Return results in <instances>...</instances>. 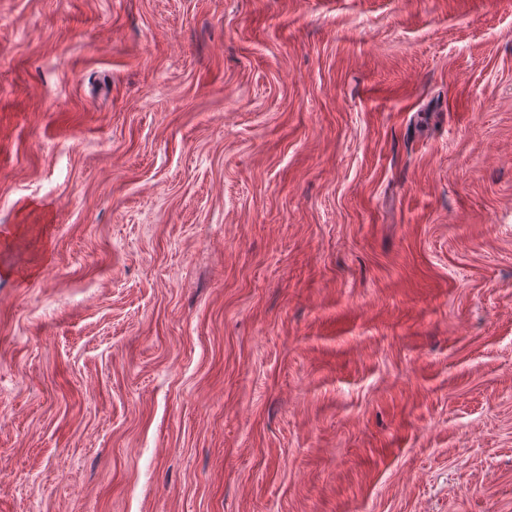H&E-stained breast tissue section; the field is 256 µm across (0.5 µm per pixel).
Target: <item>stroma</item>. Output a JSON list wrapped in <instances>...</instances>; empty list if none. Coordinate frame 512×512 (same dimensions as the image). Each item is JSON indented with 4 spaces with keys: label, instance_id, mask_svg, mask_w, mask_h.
I'll return each mask as SVG.
<instances>
[{
    "label": "stroma",
    "instance_id": "stroma-1",
    "mask_svg": "<svg viewBox=\"0 0 512 512\" xmlns=\"http://www.w3.org/2000/svg\"><path fill=\"white\" fill-rule=\"evenodd\" d=\"M0 512H512V0H0Z\"/></svg>",
    "mask_w": 512,
    "mask_h": 512
}]
</instances>
